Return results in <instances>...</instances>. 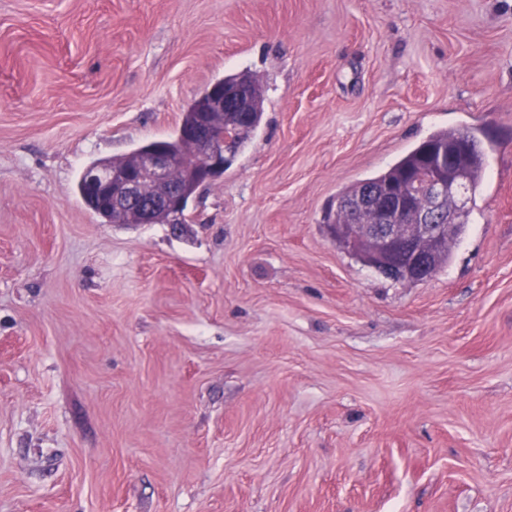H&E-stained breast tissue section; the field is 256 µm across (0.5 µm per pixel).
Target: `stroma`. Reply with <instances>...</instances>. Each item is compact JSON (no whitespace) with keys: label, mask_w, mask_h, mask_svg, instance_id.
Masks as SVG:
<instances>
[{"label":"stroma","mask_w":512,"mask_h":512,"mask_svg":"<svg viewBox=\"0 0 512 512\" xmlns=\"http://www.w3.org/2000/svg\"><path fill=\"white\" fill-rule=\"evenodd\" d=\"M242 70L182 234L86 207ZM464 127L448 264L336 246L344 187ZM0 512H512V0H0Z\"/></svg>","instance_id":"obj_1"}]
</instances>
